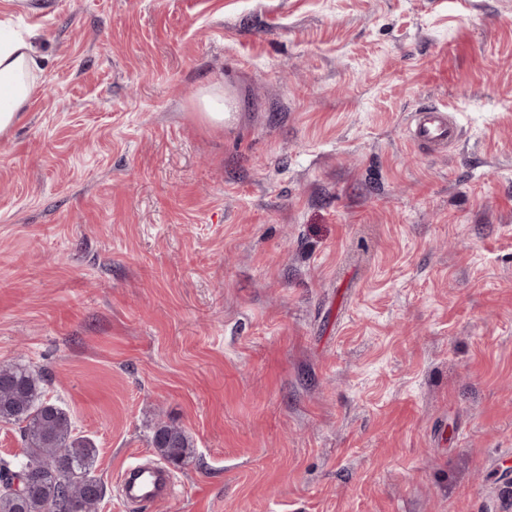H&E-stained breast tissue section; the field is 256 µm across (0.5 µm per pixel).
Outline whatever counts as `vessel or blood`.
Instances as JSON below:
<instances>
[{
    "mask_svg": "<svg viewBox=\"0 0 512 512\" xmlns=\"http://www.w3.org/2000/svg\"><path fill=\"white\" fill-rule=\"evenodd\" d=\"M408 134L415 145L444 150L456 143L459 130L447 109L424 106L412 114ZM119 483L123 502L137 507L169 500L177 486L174 475L165 466L138 458L123 468Z\"/></svg>",
    "mask_w": 512,
    "mask_h": 512,
    "instance_id": "1",
    "label": "vessel or blood"
}]
</instances>
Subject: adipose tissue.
Segmentation results:
<instances>
[{
    "label": "adipose tissue",
    "mask_w": 512,
    "mask_h": 512,
    "mask_svg": "<svg viewBox=\"0 0 512 512\" xmlns=\"http://www.w3.org/2000/svg\"><path fill=\"white\" fill-rule=\"evenodd\" d=\"M0 21V135L14 126L19 112L25 106L31 81L37 70L38 55L33 43L23 36L5 31Z\"/></svg>",
    "instance_id": "adipose-tissue-1"
}]
</instances>
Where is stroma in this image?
<instances>
[{
  "label": "stroma",
  "mask_w": 512,
  "mask_h": 512,
  "mask_svg": "<svg viewBox=\"0 0 512 512\" xmlns=\"http://www.w3.org/2000/svg\"><path fill=\"white\" fill-rule=\"evenodd\" d=\"M4 17L40 68L0 135V365L98 449L99 512H512V0ZM427 105L448 151L408 139ZM164 422L179 492L125 505ZM200 102L206 112V117L213 123L224 125L232 112H238L240 101L236 92L218 85L204 88L200 95ZM224 112H226L224 114ZM408 134L415 145L444 150L456 143L459 130L447 108L424 106L412 113ZM152 443L167 462L175 465L185 464L194 454L191 437L174 424L159 425L153 433Z\"/></svg>",
  "instance_id": "1"
}]
</instances>
